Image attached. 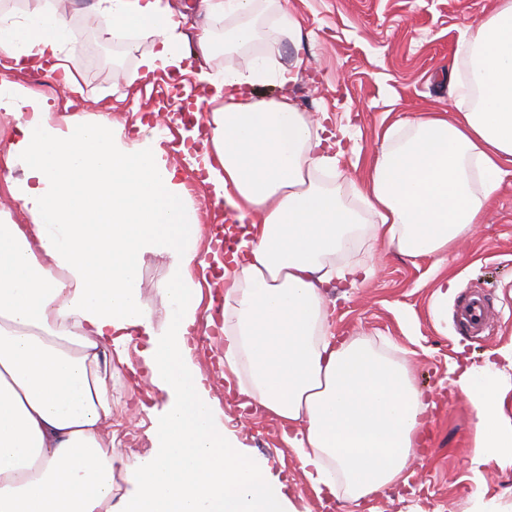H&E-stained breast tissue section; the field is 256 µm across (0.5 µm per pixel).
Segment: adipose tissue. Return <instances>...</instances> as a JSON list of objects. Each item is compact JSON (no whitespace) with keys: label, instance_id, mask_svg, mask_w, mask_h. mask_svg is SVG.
Here are the masks:
<instances>
[{"label":"adipose tissue","instance_id":"adipose-tissue-1","mask_svg":"<svg viewBox=\"0 0 512 512\" xmlns=\"http://www.w3.org/2000/svg\"><path fill=\"white\" fill-rule=\"evenodd\" d=\"M256 3L201 0L205 12L233 18L229 50L255 42ZM96 7L109 15L111 36L157 35L147 71L181 66L178 23L161 0ZM67 29L54 8H38L22 27L0 20V55L21 70L61 59ZM457 56L448 72L453 113L391 125L360 186L319 180L338 161L323 121L288 95L251 94L276 76L266 55L255 54L244 72L198 75L215 88L208 181L241 227L214 281L224 291V366L240 394L284 427L319 495L341 487L357 502L404 481L428 408L405 363L364 337L337 342L325 286L354 288L374 274L337 257L367 225L400 254L431 259L441 275L449 247L481 223L512 173V0H496L461 30ZM25 104L39 101L0 83L1 110ZM161 154L157 136L124 140L109 116L52 121L38 109L10 147L7 168L23 170L12 197L32 221L0 223V512H286L263 468L217 426L189 358L202 302L194 273L210 264L192 247L199 224ZM149 251L171 269L159 286V331L140 299ZM136 330L148 338L152 384L172 399L146 455L114 445L107 348ZM451 373L477 419L473 474L488 457L512 465V345ZM119 466L134 486L123 497Z\"/></svg>","mask_w":512,"mask_h":512}]
</instances>
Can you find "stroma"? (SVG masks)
I'll return each instance as SVG.
<instances>
[{"instance_id":"stroma-1","label":"stroma","mask_w":512,"mask_h":512,"mask_svg":"<svg viewBox=\"0 0 512 512\" xmlns=\"http://www.w3.org/2000/svg\"><path fill=\"white\" fill-rule=\"evenodd\" d=\"M179 21L181 49L191 64L182 74L185 92L198 90L196 74L223 76L225 68L246 70L255 53L271 56L277 67L295 70L286 88H266L269 96L287 91L308 101L309 113L328 114V126L340 130L344 155L336 177L361 181L384 130L393 122L423 112L448 109V71L455 59L460 30L484 18L495 0H261L263 19L258 40L230 53L220 50L224 16H208L199 0H163ZM85 0H74L64 52L77 90L60 94L59 70H10L5 79L36 94L56 115L71 111L87 118L108 113L124 138H141L142 128L154 125L159 97L167 88V73H145L142 62L158 49L152 33L129 44L115 42L104 13H88ZM288 11L301 22L299 39L271 29L269 21ZM209 33L218 48L210 56L197 55V42ZM301 69H294L295 60ZM17 113L0 110V206L11 207L14 223H30L29 215L14 209L3 172L9 146L17 136ZM187 131L179 121L161 132L162 159L178 167L186 188V203L202 227L223 223L224 207L216 205L203 181L204 153L184 147ZM350 263L374 267L375 275L355 288L332 284L328 301L336 305L337 341L368 338L377 348L407 364L415 386L432 407L424 415L425 433L408 470V481L360 502L344 494L318 499L304 474L301 460L282 439V427L264 409L245 405L237 390L216 395L217 419L246 456L265 465L277 482L290 512H512V466L488 458L483 481L470 471L475 412L451 383L452 362L466 358L483 362L488 352L512 342V175L492 198L483 224L459 239L448 253V276L454 279L441 318H434L437 282L430 259H410L382 241L364 236ZM169 275L166 262L145 255L141 267L144 309L154 326L165 322L157 290ZM484 294L489 304L488 328L479 336L462 330L457 304L468 294ZM146 339L134 337L126 356L139 366V389L151 396L139 414L136 453H150L147 435L169 404L155 391L142 366Z\"/></svg>"}]
</instances>
